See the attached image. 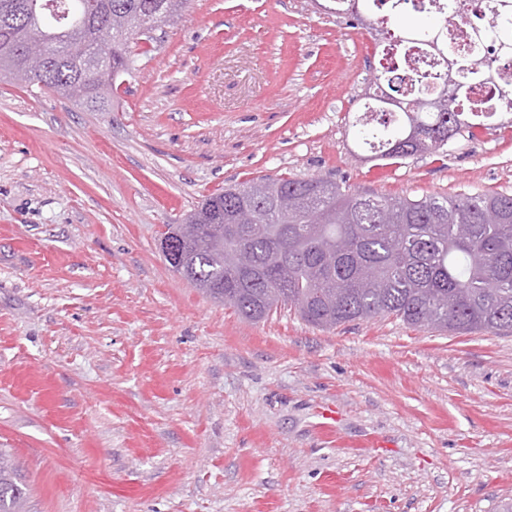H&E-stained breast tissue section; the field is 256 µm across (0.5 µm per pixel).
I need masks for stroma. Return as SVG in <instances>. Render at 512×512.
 <instances>
[{"instance_id":"1","label":"stroma","mask_w":512,"mask_h":512,"mask_svg":"<svg viewBox=\"0 0 512 512\" xmlns=\"http://www.w3.org/2000/svg\"><path fill=\"white\" fill-rule=\"evenodd\" d=\"M161 29L112 111L0 84V448L28 512H496L512 333L247 322L160 240L257 177L512 194V120L371 161L351 121L383 46L353 17L192 0Z\"/></svg>"}]
</instances>
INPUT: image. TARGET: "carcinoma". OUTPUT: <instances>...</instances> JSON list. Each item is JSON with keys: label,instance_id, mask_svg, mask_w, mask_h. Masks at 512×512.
Returning a JSON list of instances; mask_svg holds the SVG:
<instances>
[{"label": "carcinoma", "instance_id": "cac0c4a2", "mask_svg": "<svg viewBox=\"0 0 512 512\" xmlns=\"http://www.w3.org/2000/svg\"><path fill=\"white\" fill-rule=\"evenodd\" d=\"M47 2L0 0V82L45 88L90 112H110L115 82L137 70L141 45L153 41L139 36L140 28L174 20L190 0H57L59 15L50 13ZM387 2V12L360 23L395 47L424 41L444 65L435 77L417 69L377 70V88L393 92L397 104L354 117L362 145L377 141L370 158L417 154L418 127L434 132L424 148L432 153L448 144L455 123L472 132L473 113L487 122L512 112V104L495 110L464 105L472 80L495 88L500 64H512V0H491V19L474 27L462 49L448 42V24L476 12L475 0H447L448 9L437 13L439 24L397 34L389 23L409 0H357L356 9L364 14ZM104 24L112 26L108 56L92 70L76 69L72 48L93 52ZM34 53L49 56L42 75L27 68ZM450 75L457 111L416 110ZM246 209L251 223L239 220ZM185 223L198 225L204 238L224 233V248L182 242L185 260L174 271L248 322L287 305L322 329L392 316L454 334L512 331V195L392 198L360 195L335 182L325 192L318 178H259L209 195ZM364 268L373 272L369 283L361 279ZM28 492L0 448V512H20Z\"/></svg>", "mask_w": 512, "mask_h": 512}]
</instances>
